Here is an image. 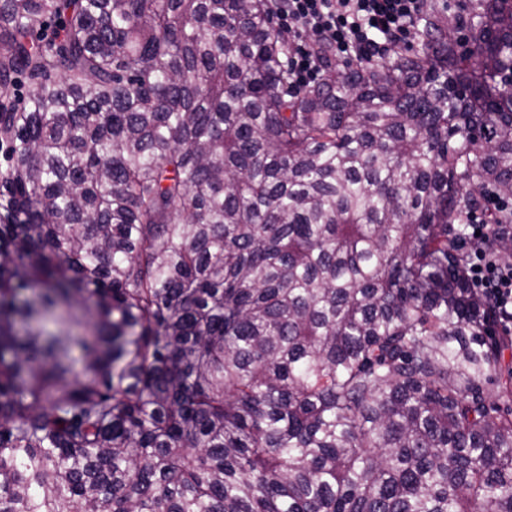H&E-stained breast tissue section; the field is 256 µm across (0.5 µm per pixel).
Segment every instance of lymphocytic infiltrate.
Returning <instances> with one entry per match:
<instances>
[{
	"label": "lymphocytic infiltrate",
	"instance_id": "obj_1",
	"mask_svg": "<svg viewBox=\"0 0 512 512\" xmlns=\"http://www.w3.org/2000/svg\"><path fill=\"white\" fill-rule=\"evenodd\" d=\"M432 0H267L281 35L288 40V69L294 87L321 77L317 46L339 58L381 61L394 46L417 39V23ZM471 236L465 256L466 276L474 295L495 315L503 334H512V265L490 250L492 227L476 214L467 217Z\"/></svg>",
	"mask_w": 512,
	"mask_h": 512
}]
</instances>
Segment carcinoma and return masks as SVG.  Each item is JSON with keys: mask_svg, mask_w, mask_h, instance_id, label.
I'll return each instance as SVG.
<instances>
[{"mask_svg": "<svg viewBox=\"0 0 512 512\" xmlns=\"http://www.w3.org/2000/svg\"><path fill=\"white\" fill-rule=\"evenodd\" d=\"M418 35L292 92L265 0H0V512H512V0ZM469 249L465 256V272L471 290L485 309L495 315V324L504 335L512 334V265L502 263L490 250L488 240L493 230L485 217L470 213ZM476 231L480 235L476 236ZM512 336V335H511ZM495 336H497L500 341H504L507 346L503 349L500 372L498 376L495 379L489 381L483 387L486 392H492L494 389L498 388L501 383L506 381H508L509 384L511 383L512 389V339L510 341V336L504 337L498 334Z\"/></svg>", "mask_w": 512, "mask_h": 512, "instance_id": "obj_1", "label": "carcinoma"}]
</instances>
